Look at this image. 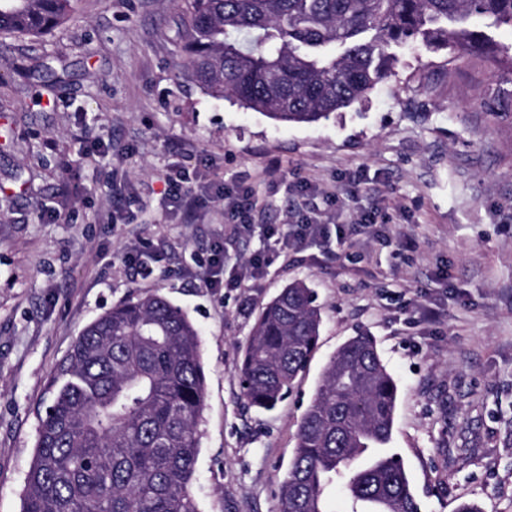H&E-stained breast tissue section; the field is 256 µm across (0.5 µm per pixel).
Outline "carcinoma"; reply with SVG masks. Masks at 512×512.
I'll return each instance as SVG.
<instances>
[{
	"instance_id": "1",
	"label": "carcinoma",
	"mask_w": 512,
	"mask_h": 512,
	"mask_svg": "<svg viewBox=\"0 0 512 512\" xmlns=\"http://www.w3.org/2000/svg\"><path fill=\"white\" fill-rule=\"evenodd\" d=\"M181 52L215 98L281 124H315L393 70L394 46L421 41L457 57L494 50L475 18L512 26V0H184ZM72 0H0V33L42 37ZM322 315L294 281L255 320L241 363L248 404L270 411L313 357ZM40 418L23 512H199L191 492L205 399L198 332L153 293L88 324ZM398 385L374 337L326 364L281 484L279 512H324L335 484L360 512H420L392 439Z\"/></svg>"
}]
</instances>
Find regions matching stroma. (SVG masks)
Instances as JSON below:
<instances>
[{
    "mask_svg": "<svg viewBox=\"0 0 512 512\" xmlns=\"http://www.w3.org/2000/svg\"><path fill=\"white\" fill-rule=\"evenodd\" d=\"M493 52L397 48L388 78L331 120L281 125L182 74L178 0H74L50 35H0V512H21L53 381L82 329L158 293L199 331L205 405L199 512H277L301 418L338 347L374 336L399 387L390 448L423 512H512V27ZM199 188L192 216L164 193ZM252 189L257 224H326L257 287L238 261L267 246L224 212ZM374 214L376 227L356 223ZM225 287L197 277L215 243ZM160 261L144 278L125 261ZM316 293L318 348L274 410L240 365L262 306Z\"/></svg>",
    "mask_w": 512,
    "mask_h": 512,
    "instance_id": "35a3bbf8",
    "label": "stroma"
}]
</instances>
